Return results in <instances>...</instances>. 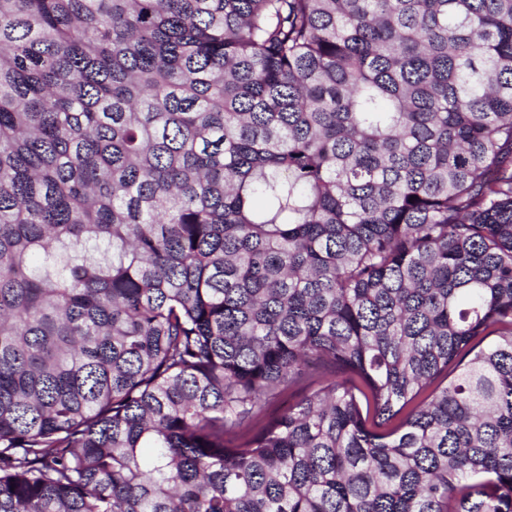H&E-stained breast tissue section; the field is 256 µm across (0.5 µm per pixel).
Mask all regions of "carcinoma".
<instances>
[{
    "instance_id": "cac0c4a2",
    "label": "carcinoma",
    "mask_w": 512,
    "mask_h": 512,
    "mask_svg": "<svg viewBox=\"0 0 512 512\" xmlns=\"http://www.w3.org/2000/svg\"><path fill=\"white\" fill-rule=\"evenodd\" d=\"M0 512H512V0H0ZM339 379L345 382L348 387H351L354 390L359 401L362 419L364 421L365 427L369 431L384 433L398 425L399 419L392 420L391 422L385 424L380 423L379 419H377L374 414L373 402L370 393L360 377L352 373H345L340 374ZM319 387L318 381L304 380L293 382L283 389L279 394L270 398L266 405L265 416H272L279 413L282 409L297 403L304 394L309 393Z\"/></svg>"
}]
</instances>
